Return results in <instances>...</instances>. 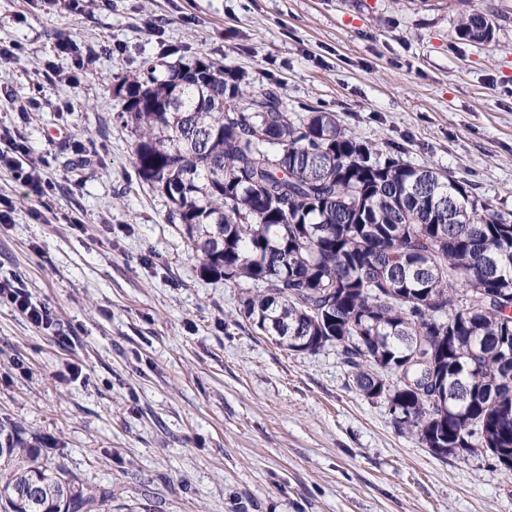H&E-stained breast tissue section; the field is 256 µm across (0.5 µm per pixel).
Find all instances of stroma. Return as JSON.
Returning <instances> with one entry per match:
<instances>
[{
	"label": "stroma",
	"mask_w": 512,
	"mask_h": 512,
	"mask_svg": "<svg viewBox=\"0 0 512 512\" xmlns=\"http://www.w3.org/2000/svg\"><path fill=\"white\" fill-rule=\"evenodd\" d=\"M474 10L491 41L459 40ZM1 43L20 50L0 60V130L56 189L33 200L0 167V279L56 324L0 300V420L111 487L112 512H512L489 454H431L336 348L294 354L238 317L242 286L203 271L138 176L115 93L144 61L203 54L512 208V0H0ZM0 297L10 301L33 325L42 328L53 326L54 319L50 311L32 303L11 281L0 280Z\"/></svg>",
	"instance_id": "stroma-1"
}]
</instances>
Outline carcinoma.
<instances>
[{
    "mask_svg": "<svg viewBox=\"0 0 512 512\" xmlns=\"http://www.w3.org/2000/svg\"><path fill=\"white\" fill-rule=\"evenodd\" d=\"M460 40L493 25L463 15ZM138 175L227 283L239 312L293 353L338 350L365 399L439 457L481 449L512 473V209L449 171L412 166L336 113L291 117L275 85L197 56L120 78ZM0 512H112L0 421Z\"/></svg>",
    "mask_w": 512,
    "mask_h": 512,
    "instance_id": "1",
    "label": "carcinoma"
}]
</instances>
